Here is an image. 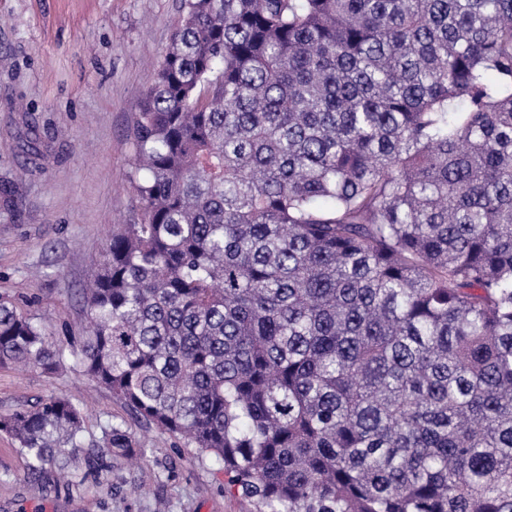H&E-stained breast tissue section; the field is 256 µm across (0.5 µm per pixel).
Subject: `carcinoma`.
I'll return each instance as SVG.
<instances>
[{
    "label": "carcinoma",
    "instance_id": "obj_1",
    "mask_svg": "<svg viewBox=\"0 0 512 512\" xmlns=\"http://www.w3.org/2000/svg\"><path fill=\"white\" fill-rule=\"evenodd\" d=\"M70 357L0 299V365L66 361L260 512H512V0H182ZM35 478L81 407L0 416Z\"/></svg>",
    "mask_w": 512,
    "mask_h": 512
}]
</instances>
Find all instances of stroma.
<instances>
[{
  "instance_id": "stroma-1",
  "label": "stroma",
  "mask_w": 512,
  "mask_h": 512,
  "mask_svg": "<svg viewBox=\"0 0 512 512\" xmlns=\"http://www.w3.org/2000/svg\"><path fill=\"white\" fill-rule=\"evenodd\" d=\"M181 15L182 0H0V298L65 347L84 334L89 269L139 211L129 129ZM56 396L88 401L87 441L122 421L143 457L114 460L108 489L81 462L69 482L34 480L0 432V512H255L225 493L221 461L192 459L91 379L0 367V414Z\"/></svg>"
}]
</instances>
